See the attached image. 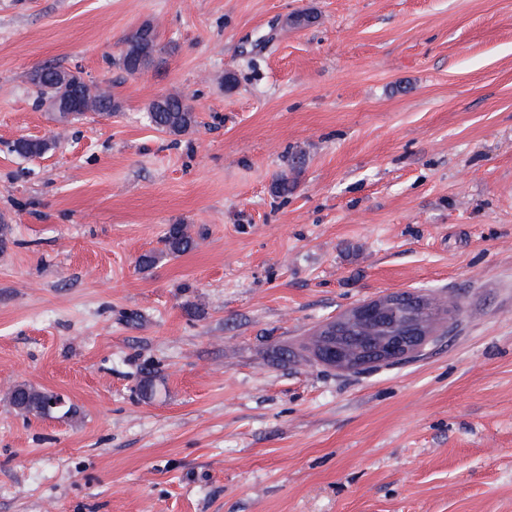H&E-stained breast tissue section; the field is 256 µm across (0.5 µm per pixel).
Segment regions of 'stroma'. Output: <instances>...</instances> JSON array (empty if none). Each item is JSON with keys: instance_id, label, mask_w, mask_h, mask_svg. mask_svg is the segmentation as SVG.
Returning <instances> with one entry per match:
<instances>
[{"instance_id": "1", "label": "stroma", "mask_w": 512, "mask_h": 512, "mask_svg": "<svg viewBox=\"0 0 512 512\" xmlns=\"http://www.w3.org/2000/svg\"><path fill=\"white\" fill-rule=\"evenodd\" d=\"M146 21L167 53L130 76ZM44 65L120 111L61 126ZM168 94L184 135L146 120ZM0 217V512H512V0H0ZM401 292L453 332L363 373L303 357ZM157 100L162 107L157 106ZM146 117L150 125L174 136L187 133L197 122L193 108L179 95L157 98L148 106ZM164 244L167 255L178 257L193 249L194 239L188 233L185 225L173 224L165 236ZM51 395L53 393L49 391H39L26 383H20L12 388L10 399L12 405L17 409L36 416L45 417L48 416L46 414L60 411L66 406V400L62 395L56 394L54 397L49 398ZM42 404L45 414L42 411ZM62 412L66 417L72 416L75 413L74 408L71 406L65 407ZM58 413L60 412L54 415Z\"/></svg>"}]
</instances>
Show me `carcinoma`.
I'll list each match as a JSON object with an SVG mask.
<instances>
[{"label":"carcinoma","instance_id":"cac0c4a2","mask_svg":"<svg viewBox=\"0 0 512 512\" xmlns=\"http://www.w3.org/2000/svg\"><path fill=\"white\" fill-rule=\"evenodd\" d=\"M124 44L126 49L120 54L118 63L129 75L143 71L162 53L155 29L148 23L133 30L126 37ZM57 70V66L46 65L37 69L40 76L31 77V83L35 86L39 99L43 100L57 93V83L51 80V75ZM85 89L88 94L99 99L101 110L97 111V114L110 115L120 109V102L116 98L105 97L99 90L88 85ZM146 117L150 125L174 136L187 133L196 124L193 108L179 95L159 97L158 102L148 106ZM49 149L50 143L41 139L20 138L12 144V152L24 157L40 156ZM164 244L167 255L178 257L193 249L194 239L185 225L173 224L165 236ZM418 299L419 308H389L385 319L372 327H356V324L352 323V315L324 326L310 346L313 360L329 367L357 372L361 354L368 349L374 354V362L367 370L392 366L394 362L389 360L386 346L393 338L399 336L408 324L416 325L420 329V342L411 348V354L418 353L436 333L448 332V324L454 320L457 312V307L441 304L430 297L420 295ZM50 396L51 392L39 391L26 383L15 385L10 392L14 407L41 417L44 416L43 401Z\"/></svg>","mask_w":512,"mask_h":512}]
</instances>
